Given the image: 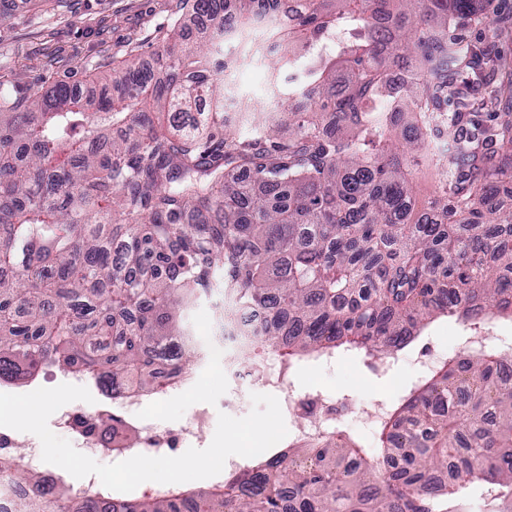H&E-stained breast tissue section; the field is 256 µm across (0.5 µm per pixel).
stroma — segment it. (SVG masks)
<instances>
[{"mask_svg": "<svg viewBox=\"0 0 512 512\" xmlns=\"http://www.w3.org/2000/svg\"><path fill=\"white\" fill-rule=\"evenodd\" d=\"M187 10L185 0H0V92H43L77 76L84 94L98 95L101 87L88 82V74L103 63L117 69L133 56L150 58ZM465 35L484 48L487 58L512 61V0H494L489 25L469 26ZM275 40L273 26L260 24L225 42L226 96L236 106L224 115L228 133L250 135L254 109L271 102L274 84L267 47ZM229 302L218 285L188 312L186 324L205 349L204 360L193 368L197 391L147 407L144 418L154 427L176 428L194 408L227 391L236 394L239 415L251 411L249 390L234 382V359L220 355L224 341L217 320ZM464 329L463 319L438 320L428 332L433 357L444 360L459 353L466 342ZM419 379L417 367L404 357L376 360L349 350L338 352L332 364L300 367L295 391L335 405V427L374 455L379 446L377 405H392Z\"/></svg>", "mask_w": 512, "mask_h": 512, "instance_id": "1", "label": "stroma"}]
</instances>
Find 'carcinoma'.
<instances>
[{
    "mask_svg": "<svg viewBox=\"0 0 512 512\" xmlns=\"http://www.w3.org/2000/svg\"><path fill=\"white\" fill-rule=\"evenodd\" d=\"M491 0H193L209 26L181 22L117 92L0 94V381L57 363L112 386H158L157 352L205 357L182 318L214 287L220 323L261 311L242 338L295 357L363 349L394 356L427 321L512 319V113L483 51L462 29ZM265 18L279 69L301 72L291 104L259 137L224 132V42ZM415 56L397 86L388 61ZM402 128L405 148L390 135ZM437 171L420 204L413 169ZM503 359L468 350L382 412L383 480L349 436L298 441L208 490L144 498L108 491L75 508L60 482L21 512H451L480 493L512 512V383ZM38 473L0 454V470Z\"/></svg>",
    "mask_w": 512,
    "mask_h": 512,
    "instance_id": "carcinoma-1",
    "label": "carcinoma"
}]
</instances>
